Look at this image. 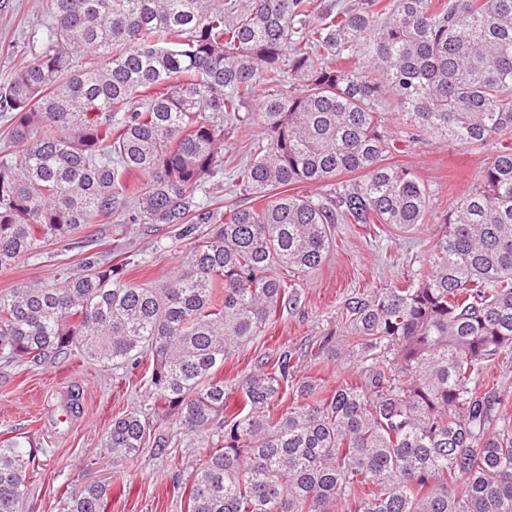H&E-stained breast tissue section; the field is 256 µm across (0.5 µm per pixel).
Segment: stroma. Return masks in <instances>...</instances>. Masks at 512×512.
I'll use <instances>...</instances> for the list:
<instances>
[{
    "label": "stroma",
    "instance_id": "1",
    "mask_svg": "<svg viewBox=\"0 0 512 512\" xmlns=\"http://www.w3.org/2000/svg\"><path fill=\"white\" fill-rule=\"evenodd\" d=\"M49 16L42 0H8L0 10V82L44 50ZM259 128L236 132L234 155L224 173L210 183V195L220 209L239 203L229 169L249 157L248 146ZM491 155L452 141L425 135L399 143L389 162L412 168L431 189L433 218L428 229L406 231L386 224H338L325 264L304 281L299 306L281 310L247 347L226 361L227 379L257 368L288 350L297 364V377L319 379L333 388L350 372L353 358L347 338L346 299L391 286L425 264L434 236L449 208L473 185ZM175 227L127 225L115 235L111 225L89 224L78 237L43 242L40 253L20 259L0 272V293L19 285H54L82 269L94 251L115 260L137 254L143 266L130 267L135 281L164 284L181 267L187 242L175 240ZM152 368L144 357L136 369L90 361L78 353L47 358L37 366L0 365V441L29 436L40 452L30 479L23 512H62L64 500L91 485L108 489L107 512H187L190 478L200 460L221 440L220 430L188 437L174 420L162 417L145 391ZM80 398V411L63 416L69 392ZM138 410L170 442L165 451L146 447L134 457L106 448L104 435L113 418Z\"/></svg>",
    "mask_w": 512,
    "mask_h": 512
}]
</instances>
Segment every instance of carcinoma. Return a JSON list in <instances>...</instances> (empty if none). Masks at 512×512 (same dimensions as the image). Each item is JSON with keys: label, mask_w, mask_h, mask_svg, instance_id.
<instances>
[{"label": "carcinoma", "mask_w": 512, "mask_h": 512, "mask_svg": "<svg viewBox=\"0 0 512 512\" xmlns=\"http://www.w3.org/2000/svg\"><path fill=\"white\" fill-rule=\"evenodd\" d=\"M47 47L0 85V270L88 224H211L162 286L93 253L61 286L0 295V362L72 348L152 358L149 393L188 436L224 439L188 512H512V0H46ZM424 134L497 145L448 210L429 264L348 299L358 366L326 392L284 350L234 384L224 363L327 261L335 224L415 229L431 188L387 162ZM258 126L221 212L207 184L231 131ZM359 173L354 183L336 181ZM310 184L314 195L290 191ZM294 389L300 400L281 407ZM238 395L227 405L229 393ZM151 425L112 419L131 457ZM39 452L0 442V512H21ZM93 486L64 512H106Z\"/></svg>", "instance_id": "obj_1"}]
</instances>
